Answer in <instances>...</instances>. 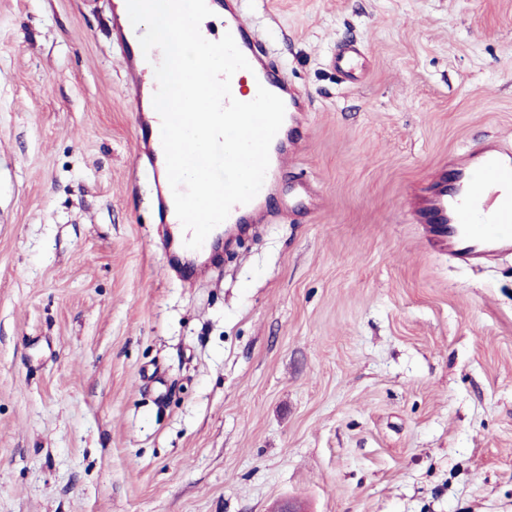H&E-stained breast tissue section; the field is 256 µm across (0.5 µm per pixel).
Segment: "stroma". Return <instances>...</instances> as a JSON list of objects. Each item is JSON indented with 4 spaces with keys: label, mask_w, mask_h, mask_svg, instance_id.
Returning <instances> with one entry per match:
<instances>
[{
    "label": "stroma",
    "mask_w": 512,
    "mask_h": 512,
    "mask_svg": "<svg viewBox=\"0 0 512 512\" xmlns=\"http://www.w3.org/2000/svg\"><path fill=\"white\" fill-rule=\"evenodd\" d=\"M112 2L0 0V512H512V255L412 215L512 140V0H244L307 143L196 282ZM365 57V48L361 45L342 46L332 59V64L343 74L349 76L351 71L358 66ZM125 60L129 72L134 75L137 81L132 99L134 112L138 113L137 120L140 128L148 131V135L141 138L142 150L145 155L150 156L154 160L155 169L157 170V209L163 215L164 221L169 224V218L176 215V211L173 192L168 181L165 155L161 142V120L158 122L155 130L152 131L151 125L145 117L147 110H145L144 107L146 89H150L155 96L158 94V89L155 84L146 78V70L138 66L133 56L128 55ZM212 232L206 238L203 246L198 250H192L185 246V244H184V239L186 236L185 233L182 235V237L180 238V240L178 241L176 246L174 245L173 235L170 234L163 241L164 250L170 257L175 258L180 263H182L184 265V267L186 269H188L189 271H191L193 273H205L208 268V264L211 261L212 256H213ZM200 253H203V254L208 253V257L205 260V262L198 264L193 257L197 256Z\"/></svg>",
    "instance_id": "stroma-1"
}]
</instances>
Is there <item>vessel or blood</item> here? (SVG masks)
<instances>
[{
  "mask_svg": "<svg viewBox=\"0 0 512 512\" xmlns=\"http://www.w3.org/2000/svg\"><path fill=\"white\" fill-rule=\"evenodd\" d=\"M224 8V29L229 32L238 49L251 65L250 71H237L231 78V93L242 99L243 82L262 85L278 96L285 105L283 125L285 133L275 136L270 152L269 168L264 183L249 203L235 205L224 222L231 229L240 224H260L268 216L267 202L279 188V172L284 161L304 145L301 134L307 110L303 93L281 77L254 28L244 16L240 0H211ZM365 57L360 45H345L334 55L332 64L343 74H350ZM126 66L137 84L132 103L140 128L146 129L142 150L155 162L157 170V209L163 217L175 213L164 150L159 131L150 130L144 115V97L152 83L145 69L134 57H127ZM420 222L430 225L431 241L459 264L483 265L512 253V144L495 141L468 148L458 158L454 182L440 180L417 210ZM165 252L194 273L206 272L207 263L194 259L195 253H209L211 242H204L201 250L189 249L184 243L166 238Z\"/></svg>",
  "mask_w": 512,
  "mask_h": 512,
  "instance_id": "1",
  "label": "vessel or blood"
}]
</instances>
